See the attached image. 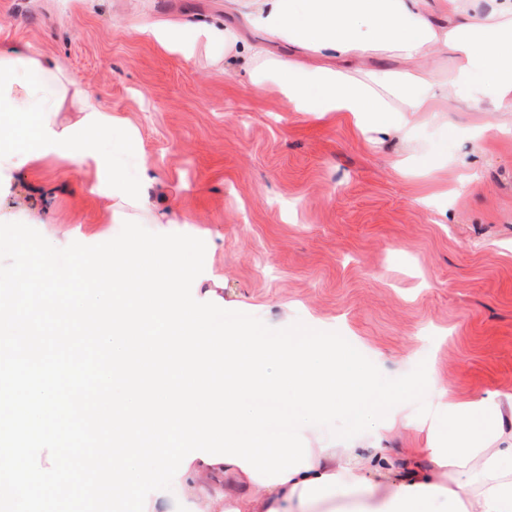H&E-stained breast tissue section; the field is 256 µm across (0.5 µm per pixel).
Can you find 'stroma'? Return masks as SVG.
<instances>
[{
	"label": "stroma",
	"mask_w": 512,
	"mask_h": 512,
	"mask_svg": "<svg viewBox=\"0 0 512 512\" xmlns=\"http://www.w3.org/2000/svg\"><path fill=\"white\" fill-rule=\"evenodd\" d=\"M199 22L262 41L231 0H0V51L30 43L95 88L157 172L142 206L110 213L94 170L50 154L0 182V220L63 248L172 208L152 230L205 241L197 301L346 333L391 378L423 361L460 398L512 395V135H472L512 112L420 119L411 141L374 145L341 117L251 92L206 36L171 51L149 34Z\"/></svg>",
	"instance_id": "obj_1"
}]
</instances>
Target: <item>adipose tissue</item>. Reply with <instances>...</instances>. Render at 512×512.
I'll return each mask as SVG.
<instances>
[{
	"label": "adipose tissue",
	"mask_w": 512,
	"mask_h": 512,
	"mask_svg": "<svg viewBox=\"0 0 512 512\" xmlns=\"http://www.w3.org/2000/svg\"><path fill=\"white\" fill-rule=\"evenodd\" d=\"M248 27L316 54L306 66L262 53L236 30L211 28L225 58L242 61L250 89L273 87L290 109L318 118L342 114L355 128L409 139L414 117L466 109L512 112V0H490L481 12L470 0H239ZM450 55L445 76L425 69L432 52ZM385 56L395 68L368 70L360 62ZM84 115L80 126L53 118L63 104ZM92 127L123 130L98 93L64 69L49 66L27 43L0 52V170L52 153L72 168L95 165L112 186L101 203L140 206L154 174L125 139L111 151ZM512 395L460 399L441 386L435 394L425 453L376 459L371 445L312 449L310 466L284 483L260 485L239 465L197 458L179 479L187 502L202 512H512Z\"/></svg>",
	"instance_id": "adipose-tissue-1"
}]
</instances>
